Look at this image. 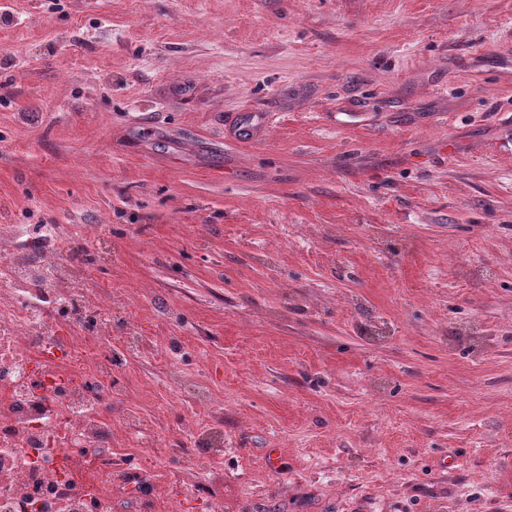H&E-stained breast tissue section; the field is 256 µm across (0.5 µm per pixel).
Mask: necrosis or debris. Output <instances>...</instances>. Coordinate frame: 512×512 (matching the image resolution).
Listing matches in <instances>:
<instances>
[{
    "mask_svg": "<svg viewBox=\"0 0 512 512\" xmlns=\"http://www.w3.org/2000/svg\"><path fill=\"white\" fill-rule=\"evenodd\" d=\"M112 296L73 287L0 239V512H117L130 473L116 448L142 433L114 416Z\"/></svg>",
    "mask_w": 512,
    "mask_h": 512,
    "instance_id": "4bbe7bcc",
    "label": "necrosis or debris"
}]
</instances>
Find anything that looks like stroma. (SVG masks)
<instances>
[{
	"label": "stroma",
	"instance_id": "1",
	"mask_svg": "<svg viewBox=\"0 0 512 512\" xmlns=\"http://www.w3.org/2000/svg\"><path fill=\"white\" fill-rule=\"evenodd\" d=\"M47 228L140 297L177 512H512V0H0V236ZM201 391L220 459L166 445Z\"/></svg>",
	"mask_w": 512,
	"mask_h": 512
}]
</instances>
